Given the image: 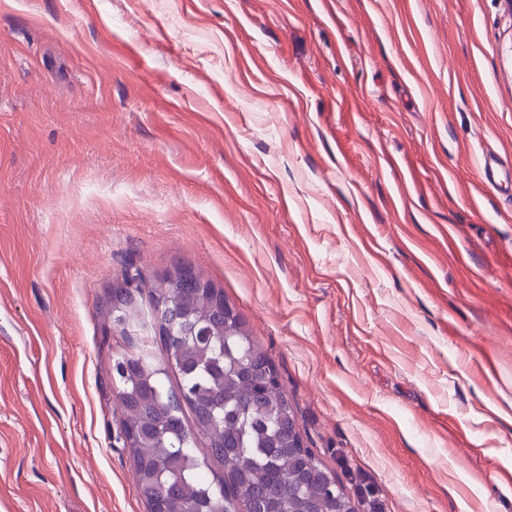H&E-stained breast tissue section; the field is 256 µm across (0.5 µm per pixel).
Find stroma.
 Instances as JSON below:
<instances>
[{
    "label": "stroma",
    "instance_id": "35a3bbf8",
    "mask_svg": "<svg viewBox=\"0 0 512 512\" xmlns=\"http://www.w3.org/2000/svg\"><path fill=\"white\" fill-rule=\"evenodd\" d=\"M503 0H0V512H148L106 302L191 267L384 512H512ZM478 172L481 180L496 193H512V157L497 151H486L481 155Z\"/></svg>",
    "mask_w": 512,
    "mask_h": 512
}]
</instances>
